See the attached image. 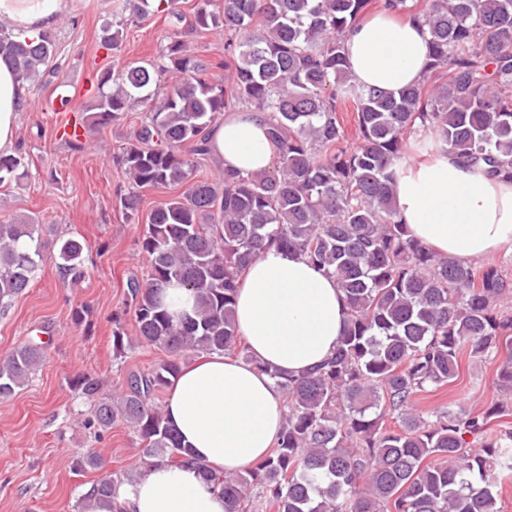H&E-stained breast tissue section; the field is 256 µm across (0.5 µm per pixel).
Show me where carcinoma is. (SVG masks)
I'll use <instances>...</instances> for the list:
<instances>
[{"instance_id":"1","label":"carcinoma","mask_w":512,"mask_h":512,"mask_svg":"<svg viewBox=\"0 0 512 512\" xmlns=\"http://www.w3.org/2000/svg\"><path fill=\"white\" fill-rule=\"evenodd\" d=\"M370 0H203L191 17L180 0H159L172 26L157 60L97 79L91 126L145 116L113 156L132 184L117 195L126 220L141 191L182 188L150 212L139 238L146 279L128 283L141 346L165 352L148 372H131L114 395L85 374L71 388L90 402L82 421L103 430L121 421L140 445L137 467L185 465L191 452L155 403L182 366L200 354L248 359L234 322L237 290L269 247L294 251L336 278L348 302L345 335L331 359L300 377L270 376L285 396L284 424L270 455L241 473L200 474L224 495L225 512H499L498 487L512 476V431H492L508 406L479 413L451 405L419 411L415 398L457 379L463 359L500 358L495 383L512 391V315L501 310L512 281L494 265L442 257L409 237L393 190L409 160L416 124L468 165L512 178V0H380L429 27L424 80L396 94L352 82L343 38ZM228 33L226 79L190 52L181 25ZM120 28L100 44L120 47ZM50 32L21 39L0 25V57L24 84L65 82ZM244 106L268 126L272 169L208 175L211 128ZM353 108L355 135L340 112ZM20 154H0V184L19 176ZM41 225L0 220V308L29 288L39 266ZM60 269L84 275V245L59 237ZM176 281L191 290L197 316L176 320L160 294ZM112 351L126 356L121 316ZM44 358L26 342L0 358V399L24 386ZM397 427L387 425L386 418ZM472 441H467V437ZM131 481L116 472L77 501L112 499Z\"/></svg>"}]
</instances>
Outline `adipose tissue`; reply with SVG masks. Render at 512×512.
<instances>
[{
  "label": "adipose tissue",
  "instance_id": "ef3b65f1",
  "mask_svg": "<svg viewBox=\"0 0 512 512\" xmlns=\"http://www.w3.org/2000/svg\"><path fill=\"white\" fill-rule=\"evenodd\" d=\"M72 0H0V21L20 37L50 31ZM429 30L423 20L382 12L345 39L353 81L394 93L427 72ZM25 88L0 58V153L16 149ZM210 154L228 171L269 169L273 149L253 112L225 113ZM397 216L411 238L461 263L512 252V181L465 166L439 148L403 165L395 185ZM347 300L335 278L301 254L268 249L249 268L235 304L236 330L249 358L221 354L186 364L164 406L168 422L191 448L193 465H157L118 494L128 512H224V497L196 464L235 474L265 458L281 430L284 395L270 377L299 376L334 355L345 331Z\"/></svg>",
  "mask_w": 512,
  "mask_h": 512
}]
</instances>
